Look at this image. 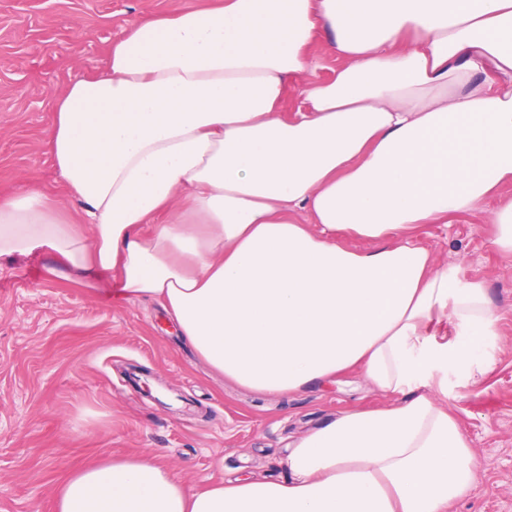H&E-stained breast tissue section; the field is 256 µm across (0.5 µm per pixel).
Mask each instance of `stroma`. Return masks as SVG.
I'll list each match as a JSON object with an SVG mask.
<instances>
[{
	"mask_svg": "<svg viewBox=\"0 0 512 512\" xmlns=\"http://www.w3.org/2000/svg\"><path fill=\"white\" fill-rule=\"evenodd\" d=\"M212 0H0V196L39 183L65 212L79 204L48 155L51 100L102 71L112 42L156 14ZM498 208L424 224L438 264L484 282L500 316L482 375L448 382L476 455V487L450 512H512V255L490 241ZM45 246L0 257V512H55L72 471L106 456L153 457L191 489L278 476L291 437L346 407L383 403L359 377L266 394L215 372L157 302L117 300L108 272L53 275ZM145 369L153 391L129 389Z\"/></svg>",
	"mask_w": 512,
	"mask_h": 512,
	"instance_id": "1",
	"label": "stroma"
}]
</instances>
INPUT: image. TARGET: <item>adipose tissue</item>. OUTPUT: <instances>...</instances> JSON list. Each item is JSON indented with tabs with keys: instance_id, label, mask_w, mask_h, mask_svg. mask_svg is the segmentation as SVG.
<instances>
[{
	"instance_id": "1",
	"label": "adipose tissue",
	"mask_w": 512,
	"mask_h": 512,
	"mask_svg": "<svg viewBox=\"0 0 512 512\" xmlns=\"http://www.w3.org/2000/svg\"><path fill=\"white\" fill-rule=\"evenodd\" d=\"M320 39L337 66L301 83ZM48 152L81 219L36 185L0 197V256L45 245L111 271L243 387L357 375L386 398L294 437L287 478L190 490L109 458L63 480L57 512H448L474 489L443 397L449 371H486L499 318L418 230L512 187V0L161 13L55 95Z\"/></svg>"
}]
</instances>
